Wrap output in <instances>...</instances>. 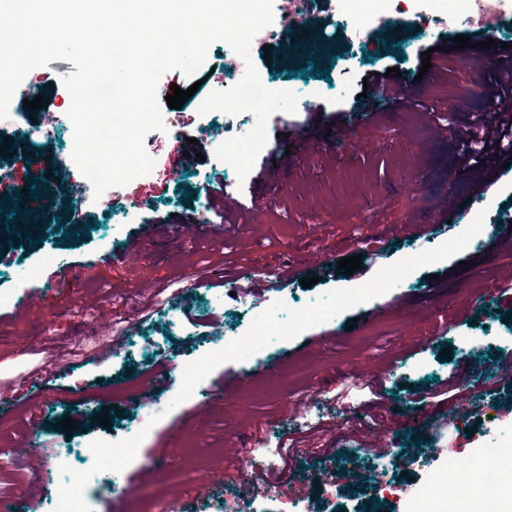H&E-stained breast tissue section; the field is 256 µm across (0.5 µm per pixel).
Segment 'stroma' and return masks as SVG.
I'll use <instances>...</instances> for the list:
<instances>
[{"mask_svg": "<svg viewBox=\"0 0 512 512\" xmlns=\"http://www.w3.org/2000/svg\"><path fill=\"white\" fill-rule=\"evenodd\" d=\"M307 2L304 25L331 51L295 73L281 34L252 42L260 78L298 101L295 113L270 116L267 142L242 180L215 150L249 132L254 115L198 112L211 92L241 78L222 71L232 54L224 43H214L204 63L218 75L180 109L162 107L164 130L145 139L155 170L113 188L106 202L84 195L69 151L73 126L61 105L70 94L61 79L74 65L34 68L12 98L0 120V141L12 152H0V170L24 186L40 182L29 203L46 202L54 213L35 243L17 232L0 236V388L15 398L13 411L0 415V448L10 451L0 492L20 501V512H52L61 449L84 471L93 464L88 442L119 441L130 431L145 434L137 455L122 471L92 477L84 493L91 512H155L161 500L174 512H224L228 497L241 512H398L344 479L346 470L367 471L375 442L398 449L400 480L415 487L447 467L448 455L432 454L438 445L468 458L495 441L512 443V413L497 429L485 423L488 403L512 406V377L499 368L512 360V315L500 307L498 288L512 247L502 245L465 265L455 255L415 270L379 296L387 307L381 320L364 318L361 305L340 312L218 366L195 397L171 404L187 363L243 335L274 302L296 309L361 285L413 246L456 236L480 211L485 224L512 223V173L491 170L495 185L479 190L455 150L458 129L489 106L482 91L495 73L483 61L496 51L480 41L512 46V0L492 33L470 31L466 48L454 38L469 0ZM428 13L442 26L419 24ZM392 20L399 36L374 41L372 26ZM440 33L447 50L421 72V54ZM392 67L407 80L402 97L377 104L369 121L346 123L364 78ZM39 95L45 109L26 118L25 99ZM48 113L65 151L39 154L34 169L15 167L16 157L36 152L28 130ZM229 182L241 188L225 217L200 223L212 191ZM448 210L452 220L442 222ZM352 254L360 270L338 273V259ZM229 261L239 270L285 269L288 280L274 288L248 281L231 292L213 275ZM313 275L318 283L303 287ZM294 347L300 353L286 374L217 393L224 377L275 364ZM149 376V399L165 415L146 431L126 392ZM450 379L469 397L449 413L431 394ZM378 382L384 397L372 407L369 389ZM103 412L112 426L100 425ZM66 417L76 422L68 433L59 425ZM283 439L297 450L284 474L245 465L242 445Z\"/></svg>", "mask_w": 512, "mask_h": 512, "instance_id": "stroma-1", "label": "stroma"}]
</instances>
